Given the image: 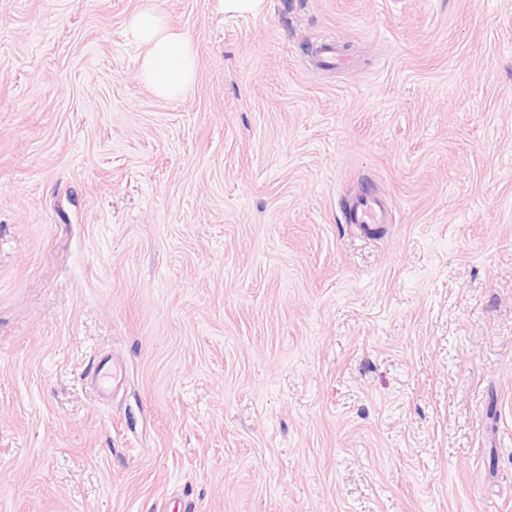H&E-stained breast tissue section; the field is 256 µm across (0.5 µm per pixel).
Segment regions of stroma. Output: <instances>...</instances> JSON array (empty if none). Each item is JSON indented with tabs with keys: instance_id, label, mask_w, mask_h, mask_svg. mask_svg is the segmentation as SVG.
Masks as SVG:
<instances>
[{
	"instance_id": "35a3bbf8",
	"label": "stroma",
	"mask_w": 512,
	"mask_h": 512,
	"mask_svg": "<svg viewBox=\"0 0 512 512\" xmlns=\"http://www.w3.org/2000/svg\"><path fill=\"white\" fill-rule=\"evenodd\" d=\"M140 3L0 0V512H512V0ZM142 1L126 23L127 39L141 49V78L154 95L179 97L194 83L197 51L152 0ZM316 57L319 64L332 69L342 67L346 62L345 55L331 41H322L316 46ZM390 216V210L384 199L362 193L350 201L346 219L349 224H358L366 230L375 224L389 223Z\"/></svg>"
}]
</instances>
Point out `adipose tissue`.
I'll list each match as a JSON object with an SVG mask.
<instances>
[{
    "label": "adipose tissue",
    "mask_w": 512,
    "mask_h": 512,
    "mask_svg": "<svg viewBox=\"0 0 512 512\" xmlns=\"http://www.w3.org/2000/svg\"><path fill=\"white\" fill-rule=\"evenodd\" d=\"M126 37L140 50L141 78L154 95L176 98L191 87L198 68L197 51L152 0H143L129 17Z\"/></svg>",
    "instance_id": "obj_1"
}]
</instances>
